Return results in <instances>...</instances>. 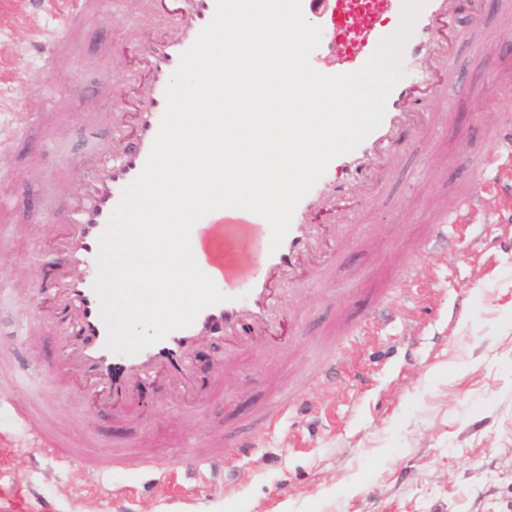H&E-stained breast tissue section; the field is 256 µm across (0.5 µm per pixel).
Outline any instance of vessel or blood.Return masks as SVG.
Wrapping results in <instances>:
<instances>
[{
	"mask_svg": "<svg viewBox=\"0 0 512 512\" xmlns=\"http://www.w3.org/2000/svg\"><path fill=\"white\" fill-rule=\"evenodd\" d=\"M404 0H302L304 15L323 14L328 34H340V57L343 72L362 68L388 36L386 19L401 16ZM84 0H76L69 13L62 16L58 30L49 45L40 46L42 75H49L59 52L80 25ZM458 0H426L417 19L431 27L436 18L453 14ZM216 0H175L168 17L161 23L159 34L138 39V50L149 71L141 84L136 108L133 135H126L122 118L112 122L113 146L101 150L89 143L83 162L97 170V177L83 185H69L74 200L67 222L71 231L56 250L58 277L56 314L59 334L66 345V368L84 371L95 389V409L114 411L130 397L137 387L164 374L173 391L201 389L204 401L216 399L224 387V375L237 361L247 358L263 347L262 338L279 322V313L272 303L274 276L292 275L303 259L318 252L321 238L308 216L320 209L336 193L338 176H345V188L363 185L367 179L382 180L386 170L398 163L389 146L398 129L409 120L405 106L416 91L417 75L407 74L396 84L386 101V112L378 129L354 151L333 159L324 176L298 204L290 231L277 251H270V227L260 216L236 209L225 210L222 219L204 216L192 228L191 236L203 240V264L216 268V285L225 294V302L203 309L193 325L170 333L162 341L134 355L111 349L109 328L101 313V301L95 290L99 275V239L110 215L119 203L124 189L140 174L150 153L153 140L165 110V89L177 68L181 54L195 41L201 29L212 19ZM476 175L489 171L512 170V120L496 128V136L474 154ZM483 192L465 190L447 206L441 207L433 224L427 226L418 241L429 266L447 264L454 242L449 226L472 223L482 211ZM233 238L247 240L259 260L248 276L249 285L236 288L231 284L239 270V262L224 259V243ZM80 266L83 278L67 275L71 266ZM384 317L378 311L367 312L351 331L354 341L378 333ZM213 336L231 340L232 346L223 361L217 362L208 382H201L192 364L198 345ZM41 425L33 427L34 452L60 460L85 472L107 473L114 470H142L153 475L166 474L171 461L152 463L130 451L115 446L111 455L95 458L82 451L62 450L48 446ZM245 438L225 432L223 438L209 441L193 449L186 463L190 466H224L232 448L245 447Z\"/></svg>",
	"mask_w": 512,
	"mask_h": 512,
	"instance_id": "obj_1",
	"label": "vessel or blood"
}]
</instances>
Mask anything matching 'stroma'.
I'll list each match as a JSON object with an SVG mask.
<instances>
[{
  "label": "stroma",
  "instance_id": "obj_1",
  "mask_svg": "<svg viewBox=\"0 0 512 512\" xmlns=\"http://www.w3.org/2000/svg\"><path fill=\"white\" fill-rule=\"evenodd\" d=\"M58 7L31 12L23 0H0V127L26 112L30 123L0 149V283L27 291L24 304L0 297V361L40 393L0 384V512H512V209L490 196L462 236L448 265L421 269L402 252L419 236L435 207L474 185L461 133L478 139L512 113V93L494 83L512 74V56H481L477 40L501 31L500 7L486 8L480 27L467 15L453 21L447 48L457 73L445 93L427 91L418 111L438 115L427 134L404 132L396 143L400 163L363 200L349 203V243L328 249L333 279L324 288L302 286L277 294L287 323L274 352L224 378V397L206 404L189 429L191 443L243 432L251 446L230 470H172L169 493L147 474L117 471L93 478L29 452L17 428L18 405L49 411L62 438L93 436V454L109 453L123 436L141 437L146 456H185L177 440L145 433L141 422L117 424L89 415L85 388L71 377L64 388L46 367L61 355L50 294L40 264L66 225L64 191L77 168L65 164L86 148L85 124L108 145L113 114L127 111L136 85L137 46L157 16L143 0H118L94 12L76 33L54 73L36 84L19 72L41 67L35 44L53 33ZM491 73L493 85L476 75ZM124 97H116V88ZM392 319L362 348L356 364L338 377L316 374L317 358L330 353L350 323L371 306L385 281ZM43 322L37 341L18 336L19 322ZM304 387L305 405L293 406L273 428L257 407L281 381Z\"/></svg>",
  "mask_w": 512,
  "mask_h": 512
}]
</instances>
